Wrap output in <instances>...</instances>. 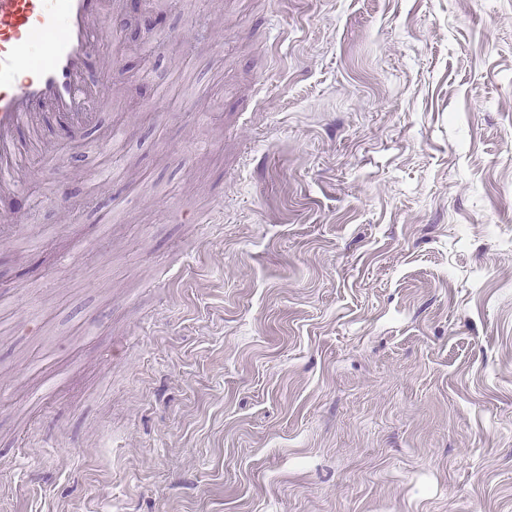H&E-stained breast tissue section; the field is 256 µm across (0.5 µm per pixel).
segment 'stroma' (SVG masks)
I'll return each instance as SVG.
<instances>
[{"label": "stroma", "mask_w": 512, "mask_h": 512, "mask_svg": "<svg viewBox=\"0 0 512 512\" xmlns=\"http://www.w3.org/2000/svg\"><path fill=\"white\" fill-rule=\"evenodd\" d=\"M143 10L10 201L0 512H512V0Z\"/></svg>", "instance_id": "obj_1"}]
</instances>
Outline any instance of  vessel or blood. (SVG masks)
<instances>
[{
  "label": "vessel or blood",
  "mask_w": 512,
  "mask_h": 512,
  "mask_svg": "<svg viewBox=\"0 0 512 512\" xmlns=\"http://www.w3.org/2000/svg\"><path fill=\"white\" fill-rule=\"evenodd\" d=\"M117 0H0V200L20 188L45 125H83L102 94L95 74Z\"/></svg>",
  "instance_id": "b4317fda"
}]
</instances>
